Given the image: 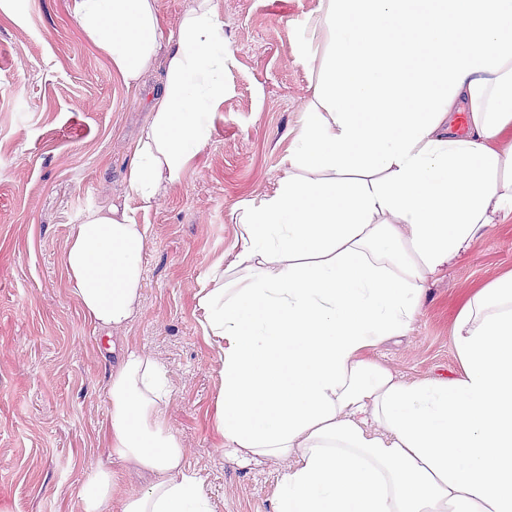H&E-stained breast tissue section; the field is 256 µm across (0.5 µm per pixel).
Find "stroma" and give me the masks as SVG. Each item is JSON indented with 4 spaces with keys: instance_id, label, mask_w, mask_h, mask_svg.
<instances>
[{
    "instance_id": "obj_1",
    "label": "stroma",
    "mask_w": 512,
    "mask_h": 512,
    "mask_svg": "<svg viewBox=\"0 0 512 512\" xmlns=\"http://www.w3.org/2000/svg\"><path fill=\"white\" fill-rule=\"evenodd\" d=\"M231 59L210 141L181 181L142 209L126 179L128 148L149 119L159 74L127 90L71 17L69 0L0 6V512H79L97 466L119 469L102 438L112 367L106 337L83 316L60 266L88 209L124 204L150 225L143 307L130 344L165 366L170 423L214 512H271L282 464L224 456L216 431L217 350L198 292L228 253L239 207L271 193L317 82L311 27L320 0H215ZM512 271V223L430 281L406 336L363 356L407 380L450 378L461 365L457 316Z\"/></svg>"
}]
</instances>
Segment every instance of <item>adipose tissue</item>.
Returning <instances> with one entry per match:
<instances>
[{"mask_svg":"<svg viewBox=\"0 0 512 512\" xmlns=\"http://www.w3.org/2000/svg\"><path fill=\"white\" fill-rule=\"evenodd\" d=\"M118 80L163 70L131 148L152 207L208 143L229 48L212 0L164 32L156 0H71ZM317 83L275 191L239 208L230 258L198 292L217 349V431L238 462H280L272 512H512V274L455 322L458 376L407 381L361 359L406 335L429 279L512 221V0H320ZM151 227L110 204L60 263L84 317L139 312ZM104 446L80 512H213L145 349H112Z\"/></svg>","mask_w":512,"mask_h":512,"instance_id":"1","label":"adipose tissue"}]
</instances>
